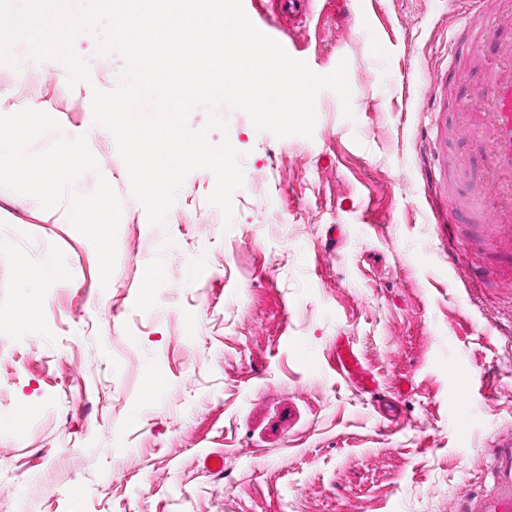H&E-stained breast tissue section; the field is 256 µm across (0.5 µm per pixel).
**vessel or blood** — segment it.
Masks as SVG:
<instances>
[{
	"label": "vessel or blood",
	"mask_w": 512,
	"mask_h": 512,
	"mask_svg": "<svg viewBox=\"0 0 512 512\" xmlns=\"http://www.w3.org/2000/svg\"><path fill=\"white\" fill-rule=\"evenodd\" d=\"M493 2L451 0L478 55L506 21ZM459 106L467 114L470 137L487 150L486 166L470 174L477 190L462 210L463 220L470 226V244L479 252L512 255V47L484 61L477 85ZM336 364L360 389L375 387L373 376L353 347H337ZM490 458L491 489L466 495L461 512H512V438L495 439Z\"/></svg>",
	"instance_id": "b4317fda"
}]
</instances>
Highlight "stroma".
Returning a JSON list of instances; mask_svg holds the SVG:
<instances>
[{"instance_id": "1", "label": "stroma", "mask_w": 512, "mask_h": 512, "mask_svg": "<svg viewBox=\"0 0 512 512\" xmlns=\"http://www.w3.org/2000/svg\"><path fill=\"white\" fill-rule=\"evenodd\" d=\"M253 24L325 75L311 137H275L223 109L243 185L224 221L213 173L191 172L165 227L130 193L115 141L91 134L94 90L125 61L87 32L77 93L57 60L0 64V102L40 104L88 135L123 202L101 284L93 244L0 188V512H456L488 489L512 434V266L473 251L446 202L480 160L455 99L479 76L448 0H256ZM385 47L370 53L371 42ZM351 116H344V109ZM165 267L150 297L142 270ZM63 264L67 281L44 267ZM345 339L377 381L336 371ZM163 380L146 404L144 371ZM10 319L21 328L34 324L41 315V304L28 294L21 296V302L11 309Z\"/></svg>"}]
</instances>
